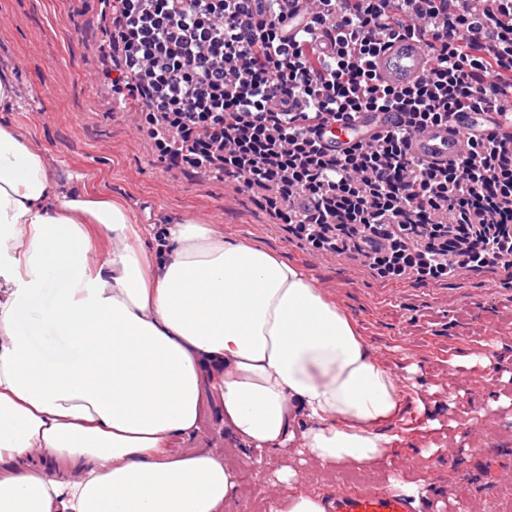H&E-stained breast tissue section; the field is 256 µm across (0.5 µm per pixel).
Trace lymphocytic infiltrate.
I'll list each match as a JSON object with an SVG mask.
<instances>
[{
    "mask_svg": "<svg viewBox=\"0 0 512 512\" xmlns=\"http://www.w3.org/2000/svg\"><path fill=\"white\" fill-rule=\"evenodd\" d=\"M112 28V94L140 114L161 157L217 172L315 250L353 248L381 277L438 280L462 266L512 267V148L471 142L446 165L413 134L512 95V0H99ZM432 59L414 84L379 83L390 39ZM406 117L329 152L316 129L372 111Z\"/></svg>",
    "mask_w": 512,
    "mask_h": 512,
    "instance_id": "obj_1",
    "label": "lymphocytic infiltrate"
}]
</instances>
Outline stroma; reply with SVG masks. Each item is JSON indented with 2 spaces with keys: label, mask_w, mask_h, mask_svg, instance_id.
I'll list each match as a JSON object with an SVG mask.
<instances>
[{
  "label": "stroma",
  "mask_w": 512,
  "mask_h": 512,
  "mask_svg": "<svg viewBox=\"0 0 512 512\" xmlns=\"http://www.w3.org/2000/svg\"><path fill=\"white\" fill-rule=\"evenodd\" d=\"M110 35L98 0H0V67L11 68L18 101L0 124L40 146L67 189L122 199L142 225L191 214L224 237L244 240L300 267L356 322L372 352L402 381V418L390 451L407 461L401 476L431 499L433 512H512V268H461L447 280L379 278L355 252L319 255L251 193L172 167L116 111L102 78ZM38 87V96L28 93ZM179 448L220 453L237 472L229 512H279L291 492L277 478L292 467L301 490L388 485L391 469L325 470L295 453L249 463L224 430V409L205 394L197 431ZM431 455H424V448Z\"/></svg>",
  "instance_id": "obj_1"
}]
</instances>
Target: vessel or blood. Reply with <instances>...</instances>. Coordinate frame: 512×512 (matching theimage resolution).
Here are the masks:
<instances>
[{
	"label": "vessel or blood",
	"instance_id": "b4317fda",
	"mask_svg": "<svg viewBox=\"0 0 512 512\" xmlns=\"http://www.w3.org/2000/svg\"><path fill=\"white\" fill-rule=\"evenodd\" d=\"M375 72L381 82L405 86L420 79L428 69V53L418 38L404 36L388 41L374 61ZM397 112H361L347 121L324 126L320 140L330 150L344 151L356 142H368L398 125ZM499 133L503 140L512 139V124L502 114L463 111L452 115L448 124L435 126L415 134L411 139L412 153L425 161L443 163L465 152L467 141L482 139L490 133ZM326 512H428L414 506L399 492L360 488L336 491L325 502Z\"/></svg>",
	"mask_w": 512,
	"mask_h": 512
}]
</instances>
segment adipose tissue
I'll return each instance as SVG.
<instances>
[{
	"label": "adipose tissue",
	"mask_w": 512,
	"mask_h": 512,
	"mask_svg": "<svg viewBox=\"0 0 512 512\" xmlns=\"http://www.w3.org/2000/svg\"><path fill=\"white\" fill-rule=\"evenodd\" d=\"M160 234L0 125V512H224L235 470L172 445L208 387L244 449L381 469L403 389L355 321L192 215Z\"/></svg>",
	"instance_id": "ef3b65f1"
}]
</instances>
